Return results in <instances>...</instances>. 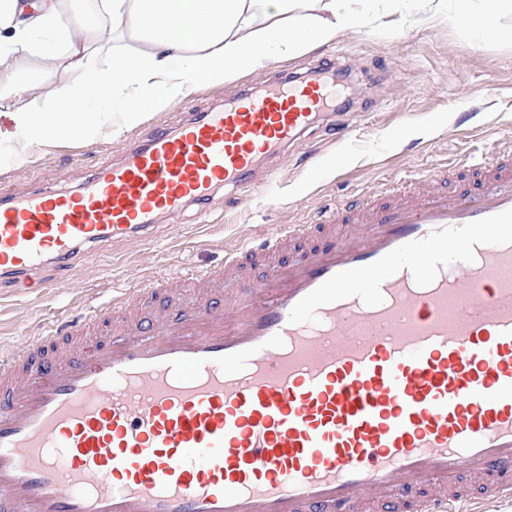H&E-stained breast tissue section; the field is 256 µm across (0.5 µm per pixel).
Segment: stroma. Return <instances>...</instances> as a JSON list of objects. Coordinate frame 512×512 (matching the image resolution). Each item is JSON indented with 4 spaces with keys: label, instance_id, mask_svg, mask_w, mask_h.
Segmentation results:
<instances>
[{
    "label": "stroma",
    "instance_id": "stroma-1",
    "mask_svg": "<svg viewBox=\"0 0 512 512\" xmlns=\"http://www.w3.org/2000/svg\"><path fill=\"white\" fill-rule=\"evenodd\" d=\"M454 0H443L435 18H423L416 0H371L370 24L296 57L245 72L220 85L201 86L163 113L145 117L116 139L106 134L80 143H46L29 160L11 162L0 181L17 187L73 189L121 144L146 140L159 125L178 124L233 97L241 84L263 90L278 70L304 73L318 61L338 58L349 78L333 106L291 155L240 192L221 189L206 205H189L172 222L160 223L152 245L130 240L82 252L65 288L47 296L0 288V349L16 348L61 312L106 306L113 289L135 279L221 264L225 245L277 224H310L319 209L359 197H381L400 183L437 171L460 191L455 176L496 150L512 149V39L476 36L450 23ZM349 120V139L331 134Z\"/></svg>",
    "mask_w": 512,
    "mask_h": 512
}]
</instances>
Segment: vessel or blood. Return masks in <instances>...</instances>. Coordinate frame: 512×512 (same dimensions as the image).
<instances>
[{"instance_id":"b4317fda","label":"vessel or blood","mask_w":512,"mask_h":512,"mask_svg":"<svg viewBox=\"0 0 512 512\" xmlns=\"http://www.w3.org/2000/svg\"><path fill=\"white\" fill-rule=\"evenodd\" d=\"M315 66L163 125L79 189L0 186V279L151 242L316 123ZM116 291L0 357V512H454L512 495V152ZM192 285L197 301L181 289ZM165 296L164 314L139 302Z\"/></svg>"}]
</instances>
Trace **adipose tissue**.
I'll list each match as a JSON object with an SVG mask.
<instances>
[{
	"instance_id": "obj_1",
	"label": "adipose tissue",
	"mask_w": 512,
	"mask_h": 512,
	"mask_svg": "<svg viewBox=\"0 0 512 512\" xmlns=\"http://www.w3.org/2000/svg\"><path fill=\"white\" fill-rule=\"evenodd\" d=\"M370 0H0V147L120 135L221 84L366 26Z\"/></svg>"
}]
</instances>
